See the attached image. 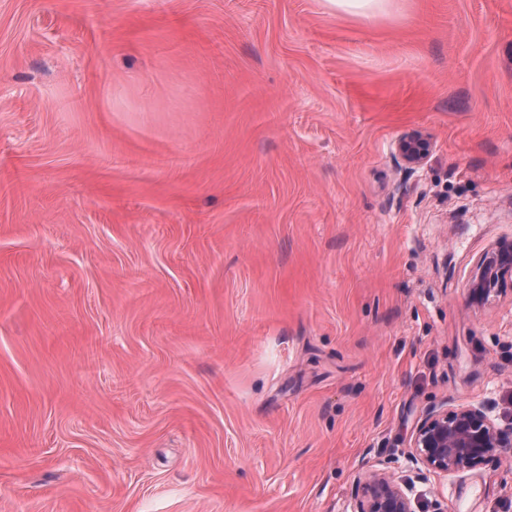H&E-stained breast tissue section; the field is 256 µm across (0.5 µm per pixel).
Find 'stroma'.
<instances>
[{
	"mask_svg": "<svg viewBox=\"0 0 512 512\" xmlns=\"http://www.w3.org/2000/svg\"><path fill=\"white\" fill-rule=\"evenodd\" d=\"M504 238L512 0H0V512H512L407 460L512 425ZM389 0H326L329 7L353 15H368L381 11ZM396 151L409 165L420 166L430 154V144L418 136L404 138L396 144ZM508 277L512 278L511 238L498 241L474 261L466 283L471 302L487 303L495 288ZM511 447L512 426H498L484 408L434 407L413 428L409 458L421 475H448L473 470ZM418 503L406 485L384 471H374L359 485L350 512H416Z\"/></svg>",
	"mask_w": 512,
	"mask_h": 512,
	"instance_id": "stroma-1",
	"label": "stroma"
}]
</instances>
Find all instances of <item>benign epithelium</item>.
<instances>
[{
    "label": "benign epithelium",
    "mask_w": 512,
    "mask_h": 512,
    "mask_svg": "<svg viewBox=\"0 0 512 512\" xmlns=\"http://www.w3.org/2000/svg\"><path fill=\"white\" fill-rule=\"evenodd\" d=\"M396 151L408 164L420 166L430 154V144L418 136L404 138L396 144ZM509 277L511 238L498 241L474 261L466 283L471 302L487 303ZM511 447L512 426H498L484 408L434 407L413 428L409 458L422 473L446 475L473 470ZM417 505L407 486L384 471H374L359 485L351 512H416Z\"/></svg>",
    "instance_id": "benign-epithelium-1"
}]
</instances>
